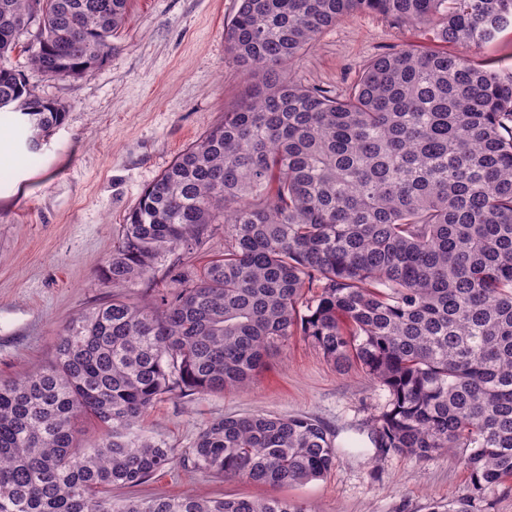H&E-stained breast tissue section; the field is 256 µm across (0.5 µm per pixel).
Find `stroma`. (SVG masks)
<instances>
[{
    "mask_svg": "<svg viewBox=\"0 0 512 512\" xmlns=\"http://www.w3.org/2000/svg\"><path fill=\"white\" fill-rule=\"evenodd\" d=\"M237 0H129L112 56L90 76L46 79L28 63L29 37L0 64L67 106L64 123L28 152L16 113L0 112V380L34 371L52 356L58 334L111 289L96 276L118 244V229L143 190L187 146L224 118L246 88L227 54L224 27ZM422 32L381 15L355 13L325 31L290 75L309 86L345 93L371 58ZM224 252V227L179 266L160 263L149 285L123 289L139 302L175 287L178 272H200ZM389 393L358 365L336 367L296 336L271 351L246 388L160 399L143 426L175 450L171 468L137 487L142 497L201 492L217 498L299 500L310 512H430L436 503L470 497L471 512H512V480L474 495L457 457L422 462L373 447L368 434ZM257 411L303 414L328 426L336 464L324 478L293 487L256 484L194 469L190 451L212 421Z\"/></svg>",
    "mask_w": 512,
    "mask_h": 512,
    "instance_id": "stroma-1",
    "label": "stroma"
}]
</instances>
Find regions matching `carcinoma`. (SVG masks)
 Segmentation results:
<instances>
[{"instance_id":"1","label":"carcinoma","mask_w":512,"mask_h":512,"mask_svg":"<svg viewBox=\"0 0 512 512\" xmlns=\"http://www.w3.org/2000/svg\"><path fill=\"white\" fill-rule=\"evenodd\" d=\"M127 4L0 0V57L34 26L31 65L81 78L112 55ZM362 11L457 52L403 43L342 95L283 76ZM510 28L512 0H240L224 42L247 95L144 189L97 284L150 281L214 224L224 257L152 300L114 294L82 311L46 364L0 382V512H310L110 495L174 463L141 427L157 401L246 386L293 336L388 389L375 447L420 461L448 450L478 495L511 480L512 68L472 56ZM1 111L22 116L36 150L67 107L0 66ZM82 414L105 428L94 448L76 446ZM191 453L203 473L274 486L336 463L320 422L265 412L212 422Z\"/></svg>"}]
</instances>
